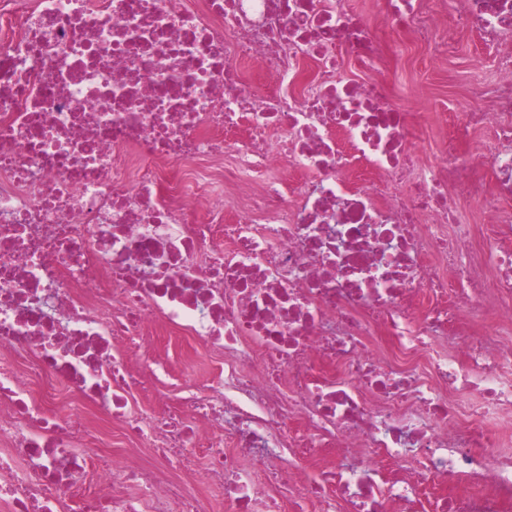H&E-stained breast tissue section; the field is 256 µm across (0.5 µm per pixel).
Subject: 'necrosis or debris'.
I'll return each mask as SVG.
<instances>
[{
    "instance_id": "1",
    "label": "necrosis or debris",
    "mask_w": 512,
    "mask_h": 512,
    "mask_svg": "<svg viewBox=\"0 0 512 512\" xmlns=\"http://www.w3.org/2000/svg\"><path fill=\"white\" fill-rule=\"evenodd\" d=\"M381 6L498 49L474 109L397 108L345 0H0L6 512H498L512 0ZM166 327L215 358L173 399Z\"/></svg>"
}]
</instances>
